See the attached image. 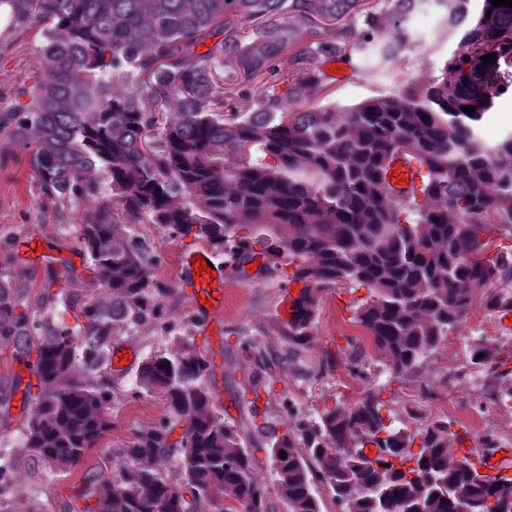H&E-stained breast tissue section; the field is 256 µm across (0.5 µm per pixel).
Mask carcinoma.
I'll list each match as a JSON object with an SVG mask.
<instances>
[{
    "label": "carcinoma",
    "instance_id": "1",
    "mask_svg": "<svg viewBox=\"0 0 512 512\" xmlns=\"http://www.w3.org/2000/svg\"><path fill=\"white\" fill-rule=\"evenodd\" d=\"M424 2L0 0L13 23L41 24L44 34L31 84L0 111V134L26 153L56 211L94 204L76 227L90 280L68 267V287L54 292L59 274L48 270L31 310L25 282L0 274V336L13 339L14 360L37 377L25 390L32 410L19 450L0 452V512H35L12 499L18 463L36 476L70 471L112 429L123 399L112 383V338L157 318L168 293L135 224L202 240L240 265L260 257L303 284L279 323L293 348L312 335L320 292L342 282L365 288L354 315L396 377L445 345L476 305L501 318L512 312V134L493 145L480 136L495 100L512 94V8L434 0L460 34V51L433 80L341 109L293 110L318 88L319 62L402 53L404 24ZM358 13L362 30L336 33L333 24ZM292 14L306 23L300 35L288 27ZM243 23L252 26L247 43L238 38ZM302 38L305 48L288 55ZM491 53L492 65L482 59ZM226 70L241 77L240 93L260 99L258 109L224 114ZM283 81L288 91L278 94ZM467 105L475 113H464ZM398 154L423 173L417 194L393 200L383 173ZM244 350L255 369L242 400L254 407L270 393L266 357ZM471 361L511 380L512 338L475 343ZM212 368L186 340L147 358L138 387L161 397L172 418L108 456L109 474L87 469L60 512H270L272 493L288 512H322L316 478L342 512H457L461 504L512 512V476L456 457L464 436L446 420L412 433L386 422L378 393L271 435L263 449L276 477L270 491L255 479L247 424L217 413ZM21 384L0 381V410ZM164 458L174 459V473L162 469Z\"/></svg>",
    "mask_w": 512,
    "mask_h": 512
}]
</instances>
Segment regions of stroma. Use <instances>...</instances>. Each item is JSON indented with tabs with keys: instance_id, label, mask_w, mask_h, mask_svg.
Masks as SVG:
<instances>
[{
	"instance_id": "1",
	"label": "stroma",
	"mask_w": 512,
	"mask_h": 512,
	"mask_svg": "<svg viewBox=\"0 0 512 512\" xmlns=\"http://www.w3.org/2000/svg\"><path fill=\"white\" fill-rule=\"evenodd\" d=\"M406 28L409 47L399 62L379 65L360 57L342 61L341 72L323 75L319 88L301 98L296 110L350 106L393 92L406 80L433 79L443 61L459 47L458 36L448 32L445 10L428 0L408 19ZM42 43L40 26L28 23L13 27L8 17L0 18V109L13 107L15 92L32 61L39 57ZM0 154L8 157L6 168H0V273L23 279L29 288L28 304L34 307L48 267L61 259L77 268L86 263L76 238L80 215L69 214L67 223H60L52 206L34 187L27 157L4 135H0ZM135 230L153 244L155 279L167 293L157 319L114 339L113 348L134 356L124 369L112 373L117 392L135 390L138 369L147 357L173 350L178 338H189L214 358L216 367L208 384L225 421L240 423L245 413L237 397L251 363L243 350L249 343L266 351L271 360L273 394L269 401H258L257 406L275 433L299 422L314 423L319 412L335 402L348 403L377 392L387 400L395 426L441 417L475 436L494 438L500 447L512 448V408L497 406L487 398L488 389L501 387L502 381L471 362L474 342L503 335L499 316L480 306L473 308L445 346L423 358L411 375L396 379L354 318L367 290L342 286L321 292L313 334L292 355L276 327L285 289L278 273L260 266L251 272L240 271L229 256H218L224 269V310L210 316L191 304V287L181 265L183 253L196 249V242L175 237L158 224H139ZM33 237L46 244V256L25 251L19 262L9 261L12 239ZM208 321L219 325V334L204 333L203 325ZM355 348L362 352L364 371L359 375L350 371ZM167 415L165 402L146 392L116 406L111 431L88 451L83 463L69 472L47 473L39 480L27 468L16 469L14 498L35 500L44 512H59L62 499L71 494L73 484L87 468L123 447L138 430L158 424Z\"/></svg>"
}]
</instances>
